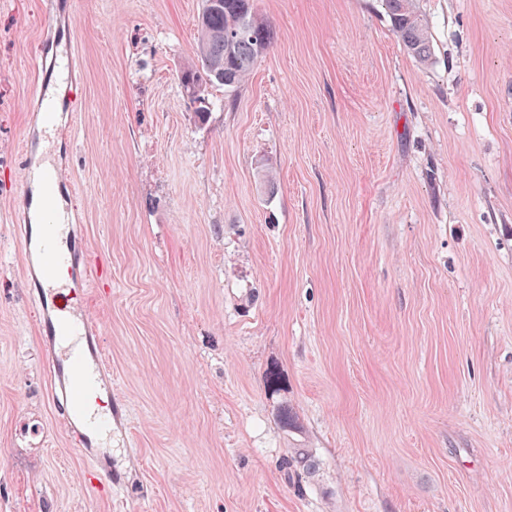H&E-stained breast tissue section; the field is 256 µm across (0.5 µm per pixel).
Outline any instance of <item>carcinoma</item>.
<instances>
[{
  "mask_svg": "<svg viewBox=\"0 0 512 512\" xmlns=\"http://www.w3.org/2000/svg\"><path fill=\"white\" fill-rule=\"evenodd\" d=\"M383 3L408 53L420 63L429 61L428 25L414 0ZM197 32L196 63L177 74L184 94L195 102L205 99L202 91L208 85L237 89L273 39L269 22L255 10L253 0H202Z\"/></svg>",
  "mask_w": 512,
  "mask_h": 512,
  "instance_id": "1",
  "label": "carcinoma"
}]
</instances>
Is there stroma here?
I'll list each match as a JSON object with an SVG mask.
<instances>
[{
  "label": "stroma",
  "mask_w": 512,
  "mask_h": 512,
  "mask_svg": "<svg viewBox=\"0 0 512 512\" xmlns=\"http://www.w3.org/2000/svg\"><path fill=\"white\" fill-rule=\"evenodd\" d=\"M417 5L425 66L380 0H254L272 43L202 123L177 80L202 0H0V512H512V0ZM69 38L57 197L112 376L108 498L19 244L34 58Z\"/></svg>",
  "instance_id": "1"
}]
</instances>
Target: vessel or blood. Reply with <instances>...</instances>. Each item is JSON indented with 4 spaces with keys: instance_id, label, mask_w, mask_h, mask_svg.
Masks as SVG:
<instances>
[{
    "instance_id": "b4317fda",
    "label": "vessel or blood",
    "mask_w": 512,
    "mask_h": 512,
    "mask_svg": "<svg viewBox=\"0 0 512 512\" xmlns=\"http://www.w3.org/2000/svg\"><path fill=\"white\" fill-rule=\"evenodd\" d=\"M57 168L25 161L20 176L26 209L37 213L33 224H21L20 245L25 256L23 275L32 284L42 309L41 340L49 364L50 387L60 391L59 403L66 422L81 447H89L91 435L111 428V418L87 416L76 400L83 388L103 379L102 347L96 325L88 313H73L58 303L63 286L53 282L50 270L68 267L77 282H85L87 269L76 226L70 212L58 209L54 189L60 184Z\"/></svg>"
}]
</instances>
